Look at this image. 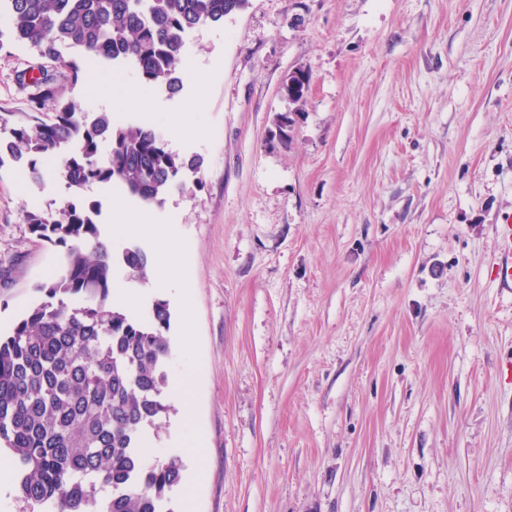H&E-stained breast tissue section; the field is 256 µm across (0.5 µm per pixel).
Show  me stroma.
<instances>
[{"instance_id": "obj_1", "label": "stroma", "mask_w": 512, "mask_h": 512, "mask_svg": "<svg viewBox=\"0 0 512 512\" xmlns=\"http://www.w3.org/2000/svg\"><path fill=\"white\" fill-rule=\"evenodd\" d=\"M63 61L0 43V113L30 112L58 77L88 113L167 135L199 172L163 204L95 183L112 235L127 206L172 225L185 278L168 302L169 378L198 372L186 436L206 477L178 512H512V292L493 279L498 217L512 215V0H249L192 31L182 89L145 88L123 63ZM301 69L299 103L281 91ZM293 118L288 146H269ZM59 158L42 184L0 163V329L58 276L59 249L27 211L69 194ZM191 336L192 348L182 344ZM174 442L181 448L183 453L190 457L195 463L196 473L203 471L202 456L204 448H207V439L204 434L198 433L190 443L182 438V434H178L174 438Z\"/></svg>"}]
</instances>
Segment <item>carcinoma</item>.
Segmentation results:
<instances>
[{
    "mask_svg": "<svg viewBox=\"0 0 512 512\" xmlns=\"http://www.w3.org/2000/svg\"><path fill=\"white\" fill-rule=\"evenodd\" d=\"M248 0H0L10 37L58 60L75 49L89 63L127 62L141 80L180 92L184 34L222 23ZM32 101L52 112L0 115V155L44 179L43 161L62 156L58 173L74 199L58 209L27 212L30 232L63 249L60 274L36 285L44 299L13 331L0 337V447L18 467L17 498L29 512H174L182 482L176 456L152 461L143 432L167 416L166 332L171 313L158 299L139 320L110 304L121 266L148 280L149 256L127 247L118 256L101 238L97 204L80 196L94 182H116L147 205L181 187L184 170L199 171L198 156L181 157L163 134L137 122L118 123L101 112L85 119L81 100L64 96L56 79L34 82ZM304 83L288 77L282 90L303 100Z\"/></svg>",
    "mask_w": 512,
    "mask_h": 512,
    "instance_id": "cac0c4a2",
    "label": "carcinoma"
}]
</instances>
